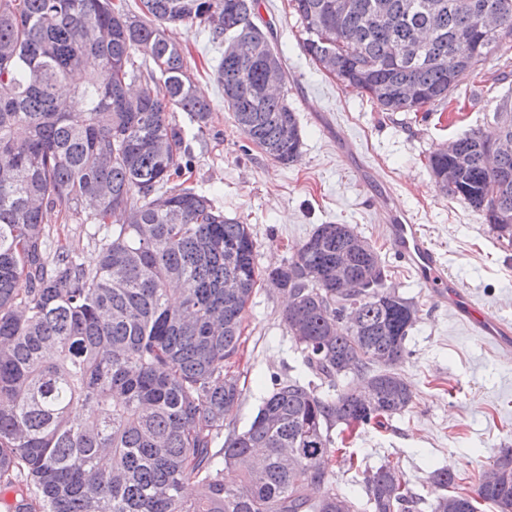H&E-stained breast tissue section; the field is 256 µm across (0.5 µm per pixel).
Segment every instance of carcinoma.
<instances>
[{"mask_svg": "<svg viewBox=\"0 0 512 512\" xmlns=\"http://www.w3.org/2000/svg\"><path fill=\"white\" fill-rule=\"evenodd\" d=\"M141 14L113 0H0V493L5 512H512V449L494 458V484L457 472L428 480L448 493L426 505L387 462L363 471L366 499L336 489L332 431L380 427L407 412L414 392L398 372L419 307L386 296L388 274L371 244L345 271L355 295L336 288V263L357 237L320 224L290 260L260 270L250 225L176 182L182 176L175 112L199 125L212 107L188 75L169 25L198 24L224 46L216 67L236 127L276 162L302 146L297 115L262 87L265 65L232 57L231 42L257 34L278 65L282 52L254 22L258 0H139ZM302 48L317 69L383 112H429L499 52L512 61V0L499 30L477 26L473 0H442L435 24L405 0H291ZM426 52L428 64L413 58ZM110 80H98L99 70ZM147 79L164 89L159 95ZM422 94L403 100L400 87ZM496 136L512 137V110L494 113ZM494 140L456 138L427 165L437 187L467 202L512 246V154L483 164ZM106 227L89 267L54 250L43 225L62 207ZM120 224L107 226L117 214ZM288 289L284 320L304 366L328 382L318 392L274 378L249 427L216 446L239 378L224 371L238 353L246 306L265 278ZM25 279L29 288L18 292ZM239 288L224 293V280ZM266 452L257 468L252 455ZM242 484L224 483V466ZM197 485V495H184Z\"/></svg>", "mask_w": 512, "mask_h": 512, "instance_id": "carcinoma-1", "label": "carcinoma"}]
</instances>
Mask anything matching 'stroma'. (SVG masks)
Wrapping results in <instances>:
<instances>
[{"mask_svg":"<svg viewBox=\"0 0 512 512\" xmlns=\"http://www.w3.org/2000/svg\"><path fill=\"white\" fill-rule=\"evenodd\" d=\"M255 22L284 52V91L302 130L301 152L282 165L247 139L225 109L215 80L220 48L201 27L172 25L166 34L184 49L188 72L213 109L203 128L188 113L175 115L191 163L187 184L226 217L250 225L264 270L283 265L321 224L350 225L375 246L399 293L420 308L407 339L411 356L399 368L414 391V404L385 428L355 430L349 449L363 466L396 465L414 492L433 500L440 490L426 481L432 470L448 465L466 478L488 468L500 449L512 448V351L473 335L413 273L399 267L383 207L389 201L410 213L487 319L512 322V247L503 246L464 201L442 193L426 166L428 155L449 139L470 130L492 131L494 112L512 107V67L490 56L452 92L451 110L382 112L306 58L289 0H260ZM44 222L52 244L70 249L86 265L97 263L94 240L103 234L98 225L66 220L56 209ZM286 304L284 293L262 283L247 306L233 366L242 395L224 418L225 433L250 425L271 376L311 378L283 321Z\"/></svg>","mask_w":512,"mask_h":512,"instance_id":"35a3bbf8","label":"stroma"}]
</instances>
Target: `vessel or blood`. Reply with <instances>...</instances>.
I'll return each mask as SVG.
<instances>
[{
    "instance_id": "b4317fda",
    "label": "vessel or blood",
    "mask_w": 512,
    "mask_h": 512,
    "mask_svg": "<svg viewBox=\"0 0 512 512\" xmlns=\"http://www.w3.org/2000/svg\"><path fill=\"white\" fill-rule=\"evenodd\" d=\"M386 232L395 257L415 274L419 282L432 289L440 303L454 310L469 324L476 335L505 344L512 340V324L491 322L451 279L432 245L413 224L405 212L390 208L386 211Z\"/></svg>"
}]
</instances>
